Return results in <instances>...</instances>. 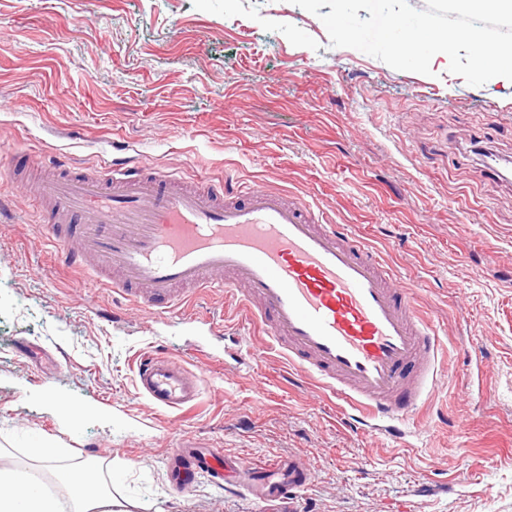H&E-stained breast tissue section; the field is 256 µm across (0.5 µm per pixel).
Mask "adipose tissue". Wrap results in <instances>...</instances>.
Here are the masks:
<instances>
[{
	"label": "adipose tissue",
	"mask_w": 512,
	"mask_h": 512,
	"mask_svg": "<svg viewBox=\"0 0 512 512\" xmlns=\"http://www.w3.org/2000/svg\"><path fill=\"white\" fill-rule=\"evenodd\" d=\"M61 479L62 496L34 473L0 467V512H112V496L100 484L95 462L74 464Z\"/></svg>",
	"instance_id": "adipose-tissue-1"
}]
</instances>
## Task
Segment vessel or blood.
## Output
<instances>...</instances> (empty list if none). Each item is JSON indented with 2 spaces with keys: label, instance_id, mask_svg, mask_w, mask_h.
<instances>
[{
  "label": "vessel or blood",
  "instance_id": "obj_1",
  "mask_svg": "<svg viewBox=\"0 0 512 512\" xmlns=\"http://www.w3.org/2000/svg\"><path fill=\"white\" fill-rule=\"evenodd\" d=\"M7 170L48 238L77 270L165 318L190 293L222 291L248 310L295 374L397 430L439 384L440 340L383 256L301 195L266 185L186 181L123 157L95 167L38 163L13 147ZM135 384L155 409L194 406L202 373L160 351L142 355ZM298 512L311 472L294 460L230 459L183 445L170 478L196 474Z\"/></svg>",
  "mask_w": 512,
  "mask_h": 512
}]
</instances>
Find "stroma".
Returning a JSON list of instances; mask_svg holds the SVG:
<instances>
[{"label":"stroma","instance_id":"obj_1","mask_svg":"<svg viewBox=\"0 0 512 512\" xmlns=\"http://www.w3.org/2000/svg\"><path fill=\"white\" fill-rule=\"evenodd\" d=\"M423 75L330 44L290 0H0V160L134 162L186 178L302 192L374 247L437 326L441 383L406 435L364 434L349 406L289 380L235 297L159 320L64 264L22 191L0 179V462L53 438L92 458L122 512H262L167 459L192 442L247 460L293 456L314 478L300 512H512V85ZM203 373L202 404L157 411L139 352ZM262 350L260 360L249 352ZM93 407L69 424L54 399Z\"/></svg>","mask_w":512,"mask_h":512}]
</instances>
